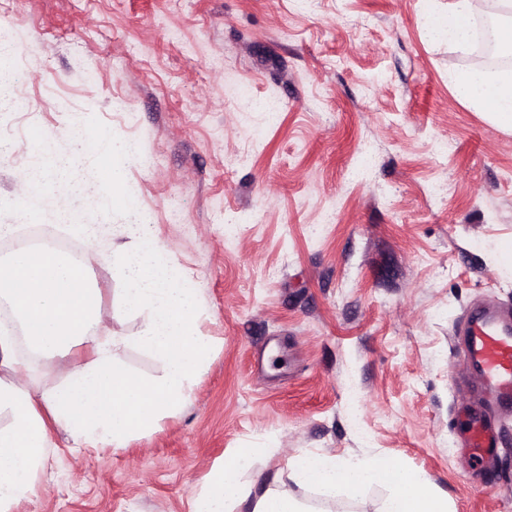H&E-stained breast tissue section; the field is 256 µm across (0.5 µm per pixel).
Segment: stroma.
<instances>
[{"instance_id":"obj_1","label":"stroma","mask_w":512,"mask_h":512,"mask_svg":"<svg viewBox=\"0 0 512 512\" xmlns=\"http://www.w3.org/2000/svg\"><path fill=\"white\" fill-rule=\"evenodd\" d=\"M448 0H0L18 50L0 106V224L63 236L71 216L102 291L101 332L132 336L113 258L158 254L192 289L208 365L189 397L124 447L51 431L33 501L17 512H190L212 469L258 455L246 492L280 488L313 512H379L385 490L328 500L291 459H389L425 475L450 512H512V412L489 483L472 479L455 410L460 331L478 305L512 309V131L459 100L469 55L428 37ZM280 106L246 109L241 87ZM67 97L70 111H58ZM89 138L67 182L22 187ZM135 140L129 160L107 141ZM373 157L362 180L350 171ZM447 143V153L435 150ZM123 169L126 203L109 167ZM444 181L433 198L428 187ZM146 216L152 240L125 226Z\"/></svg>"}]
</instances>
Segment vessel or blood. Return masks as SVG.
<instances>
[{"label":"vessel or blood","instance_id":"obj_1","mask_svg":"<svg viewBox=\"0 0 512 512\" xmlns=\"http://www.w3.org/2000/svg\"><path fill=\"white\" fill-rule=\"evenodd\" d=\"M463 334L467 368L484 383L496 406L512 408V317L498 311H474ZM468 446L478 459L494 456L502 446L499 427L485 417L471 416Z\"/></svg>","mask_w":512,"mask_h":512}]
</instances>
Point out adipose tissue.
Wrapping results in <instances>:
<instances>
[{"instance_id": "obj_1", "label": "adipose tissue", "mask_w": 512, "mask_h": 512, "mask_svg": "<svg viewBox=\"0 0 512 512\" xmlns=\"http://www.w3.org/2000/svg\"><path fill=\"white\" fill-rule=\"evenodd\" d=\"M480 0H449L445 19L429 22L430 37L467 51ZM456 96L485 112L497 126L512 129V71L469 70L450 75ZM127 306L144 317L133 336H104L99 288L86 264L57 247L42 244L17 250L0 263V303L13 322H0V512H16L31 500L46 462L51 425L65 427L86 448L123 447L135 433L184 401L211 349L208 337L193 333L196 307L190 289L174 285L175 275L158 256L143 253L120 262ZM133 345L163 365L160 376L145 379L119 364L114 351ZM87 354L74 360L67 381L32 393L16 379L17 352L33 359L72 358L76 347ZM256 454L237 449L198 491L191 512H309L288 493L272 489L247 495L239 474ZM295 484L318 489L329 498L378 485L387 496L383 512H448V499L419 472L387 459L343 464L319 455L288 464Z\"/></svg>"}]
</instances>
